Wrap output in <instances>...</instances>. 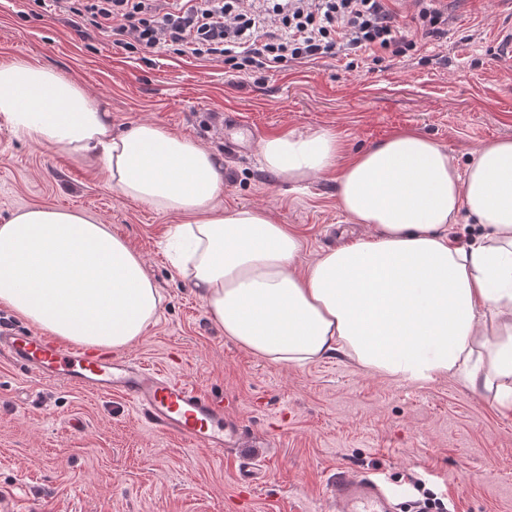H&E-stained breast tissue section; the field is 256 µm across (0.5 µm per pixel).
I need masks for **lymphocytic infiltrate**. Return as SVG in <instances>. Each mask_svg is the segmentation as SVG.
Listing matches in <instances>:
<instances>
[{
    "label": "lymphocytic infiltrate",
    "mask_w": 512,
    "mask_h": 512,
    "mask_svg": "<svg viewBox=\"0 0 512 512\" xmlns=\"http://www.w3.org/2000/svg\"><path fill=\"white\" fill-rule=\"evenodd\" d=\"M414 6L406 30L388 0H50L51 10L108 30L126 53L167 46L240 74L339 55L379 62L416 50L417 36H447L438 0Z\"/></svg>",
    "instance_id": "f902f5d3"
}]
</instances>
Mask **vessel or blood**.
Returning a JSON list of instances; mask_svg holds the SVG:
<instances>
[{
    "mask_svg": "<svg viewBox=\"0 0 512 512\" xmlns=\"http://www.w3.org/2000/svg\"><path fill=\"white\" fill-rule=\"evenodd\" d=\"M0 350L37 377L83 390L121 394L147 421L217 453L241 447L244 432L224 413L223 398L150 365L68 347L29 330L0 331ZM336 512H394L396 496L377 479L337 470L331 483Z\"/></svg>",
    "mask_w": 512,
    "mask_h": 512,
    "instance_id": "1",
    "label": "vessel or blood"
}]
</instances>
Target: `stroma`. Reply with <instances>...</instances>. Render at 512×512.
<instances>
[{
  "label": "stroma",
  "instance_id": "1",
  "mask_svg": "<svg viewBox=\"0 0 512 512\" xmlns=\"http://www.w3.org/2000/svg\"><path fill=\"white\" fill-rule=\"evenodd\" d=\"M503 0H450L446 38L404 58L348 67L322 59L253 76L170 49L150 58L113 48L106 31L0 0V63L25 59L81 86L112 129L149 120L212 152L224 171L222 208L266 209L303 240L300 267L355 232L338 204V173L292 185L262 169L258 151L224 145V117L255 125L254 143L286 131L327 130L345 155L414 130L458 167L496 138H512V57L498 55ZM27 207L87 212L144 257L164 302L130 357L175 371L223 397L248 447L219 454L149 425L120 396L46 382L0 355V503L12 512H336L337 469L369 474L414 499L410 477L454 512H512V413L453 377L397 382L355 360L269 364L213 324L172 267L166 243L183 214L119 195L96 157L12 134L0 122V223ZM261 484L238 485L241 460Z\"/></svg>",
  "mask_w": 512,
  "mask_h": 512
}]
</instances>
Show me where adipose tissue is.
Returning a JSON list of instances; mask_svg holds the SVG:
<instances>
[{"mask_svg": "<svg viewBox=\"0 0 512 512\" xmlns=\"http://www.w3.org/2000/svg\"><path fill=\"white\" fill-rule=\"evenodd\" d=\"M0 120L71 155L97 153L123 197L191 215L175 228L173 266L254 356L302 366L341 354L411 383L452 376L512 412V139L485 144L463 170L414 132L343 166L332 133L264 139L260 163L281 180L340 168V207L371 230L301 272L302 240L287 225L261 208L216 206L220 166L192 139L151 122L113 132L83 88L23 59L0 63ZM463 211L487 229L478 244L448 239ZM162 302L141 254L110 225L46 207L0 224V305L50 335L125 350Z\"/></svg>", "mask_w": 512, "mask_h": 512, "instance_id": "ef3b65f1", "label": "adipose tissue"}]
</instances>
